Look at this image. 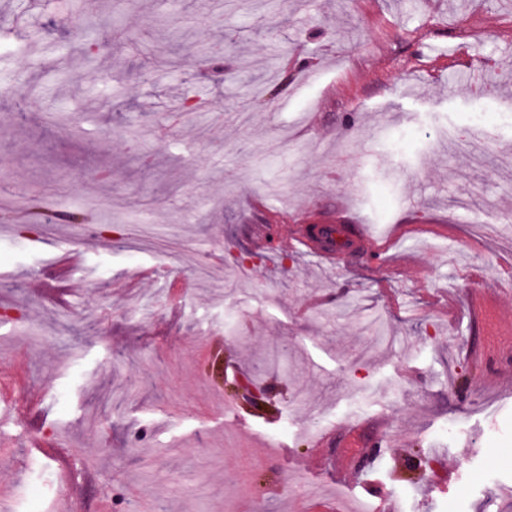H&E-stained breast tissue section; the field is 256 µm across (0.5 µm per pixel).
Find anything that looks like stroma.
<instances>
[{"mask_svg":"<svg viewBox=\"0 0 512 512\" xmlns=\"http://www.w3.org/2000/svg\"><path fill=\"white\" fill-rule=\"evenodd\" d=\"M1 33L0 512H512V0H0ZM265 218L384 262L257 251Z\"/></svg>","mask_w":512,"mask_h":512,"instance_id":"obj_1","label":"stroma"}]
</instances>
